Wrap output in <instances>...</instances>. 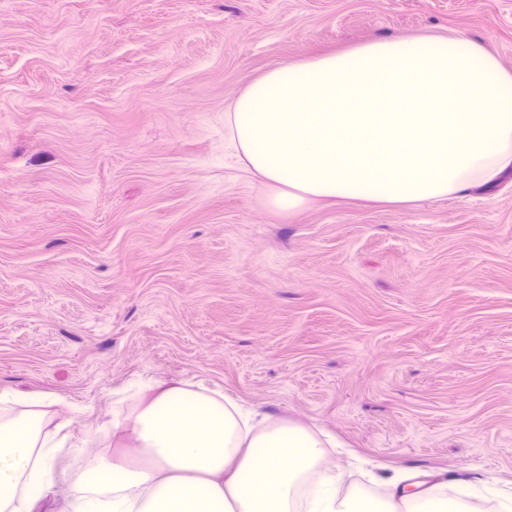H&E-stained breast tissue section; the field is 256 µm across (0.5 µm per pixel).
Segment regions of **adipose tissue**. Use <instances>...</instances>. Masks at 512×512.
Wrapping results in <instances>:
<instances>
[{
    "instance_id": "obj_1",
    "label": "adipose tissue",
    "mask_w": 512,
    "mask_h": 512,
    "mask_svg": "<svg viewBox=\"0 0 512 512\" xmlns=\"http://www.w3.org/2000/svg\"><path fill=\"white\" fill-rule=\"evenodd\" d=\"M227 125L278 208L443 200L512 172V71L462 36L375 39L270 69ZM50 405L0 391V512H479L444 480L393 475L381 497L345 485L331 439L180 382L106 415L128 445L73 476Z\"/></svg>"
}]
</instances>
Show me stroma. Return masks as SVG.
Wrapping results in <instances>:
<instances>
[{
	"mask_svg": "<svg viewBox=\"0 0 512 512\" xmlns=\"http://www.w3.org/2000/svg\"><path fill=\"white\" fill-rule=\"evenodd\" d=\"M463 35L512 71V0H0V389L82 455L144 379L512 488V174L398 207L278 209L226 116L284 61Z\"/></svg>",
	"mask_w": 512,
	"mask_h": 512,
	"instance_id": "35a3bbf8",
	"label": "stroma"
}]
</instances>
